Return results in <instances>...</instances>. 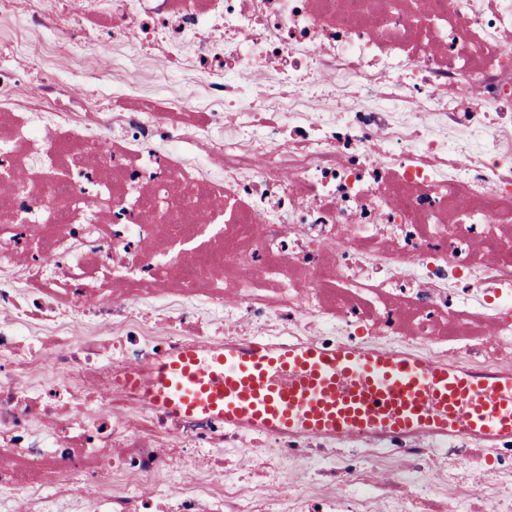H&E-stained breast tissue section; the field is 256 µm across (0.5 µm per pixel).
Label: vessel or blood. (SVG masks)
<instances>
[{
    "label": "vessel or blood",
    "mask_w": 512,
    "mask_h": 512,
    "mask_svg": "<svg viewBox=\"0 0 512 512\" xmlns=\"http://www.w3.org/2000/svg\"><path fill=\"white\" fill-rule=\"evenodd\" d=\"M153 397L172 414L216 415L280 434L512 436V376L346 345H231L209 355L187 348L154 365Z\"/></svg>",
    "instance_id": "vessel-or-blood-1"
}]
</instances>
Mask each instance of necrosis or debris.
I'll return each instance as SVG.
<instances>
[{"label": "necrosis or debris", "instance_id": "obj_1", "mask_svg": "<svg viewBox=\"0 0 512 512\" xmlns=\"http://www.w3.org/2000/svg\"><path fill=\"white\" fill-rule=\"evenodd\" d=\"M24 2L52 49L136 43L172 85L92 94L61 63L29 91L0 53V256L25 260L0 276V512H512V437L275 435L150 392L229 343L512 374V0ZM53 314L96 332L47 343Z\"/></svg>", "mask_w": 512, "mask_h": 512}]
</instances>
